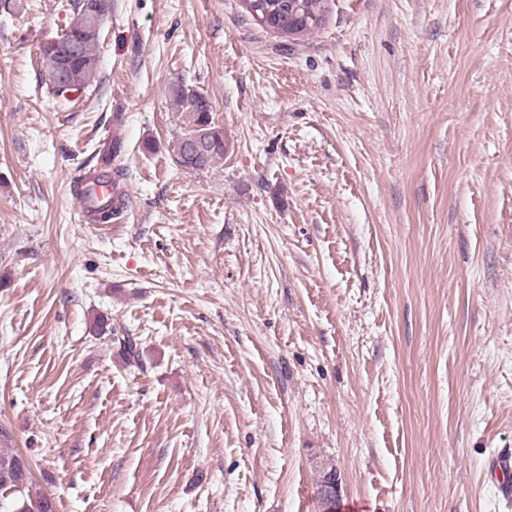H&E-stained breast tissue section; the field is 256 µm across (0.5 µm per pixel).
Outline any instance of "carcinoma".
<instances>
[{
	"mask_svg": "<svg viewBox=\"0 0 512 512\" xmlns=\"http://www.w3.org/2000/svg\"><path fill=\"white\" fill-rule=\"evenodd\" d=\"M241 3L246 13L260 17L257 25L289 36L303 35L318 27L325 9L324 0H241ZM60 41L77 44V55H62L61 66L75 89L86 88L97 72L95 50L99 39L91 31H71L58 33L47 43L56 46ZM169 94L178 111L190 117V128L174 146L175 162L185 170L197 171L224 157V132L213 122L209 99L183 81L173 84ZM124 206V201L116 202L110 197L100 201L91 210L93 220L109 223ZM23 462L18 454L0 452V512H56L55 503L37 490Z\"/></svg>",
	"mask_w": 512,
	"mask_h": 512,
	"instance_id": "cac0c4a2",
	"label": "carcinoma"
}]
</instances>
